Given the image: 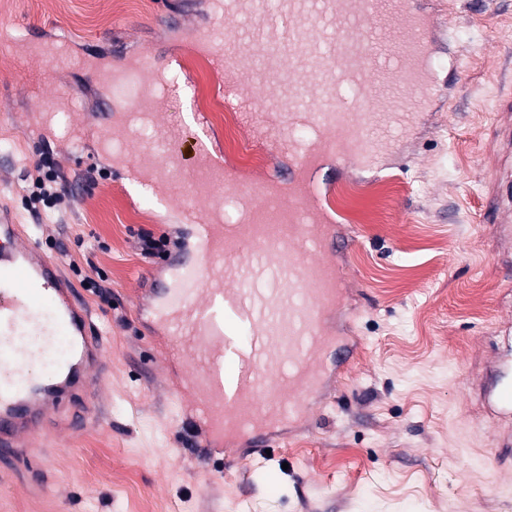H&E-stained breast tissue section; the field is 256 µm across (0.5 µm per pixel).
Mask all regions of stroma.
Here are the masks:
<instances>
[{"mask_svg": "<svg viewBox=\"0 0 512 512\" xmlns=\"http://www.w3.org/2000/svg\"><path fill=\"white\" fill-rule=\"evenodd\" d=\"M452 15L454 37L439 58H457L461 79L440 86L431 113L369 173L328 159L323 205L349 236L350 277L337 335L359 341L350 370L313 392L303 415L273 428L274 454L253 453L245 474L208 471L178 422L183 370L164 361L166 332L153 310L164 262L141 255L139 233L193 241L178 199L146 190L135 157L153 142L104 121L108 70L144 68L189 77L156 122L183 126L205 111L213 155L249 183L275 180L288 155L255 136L229 139L212 92L224 77L196 50L212 21L208 0H0V202L50 251L106 337L110 362L84 426L48 436L44 487L0 476V512H512V462L497 460L489 417L471 384L504 347L496 330L512 321L506 246L480 171L497 164L507 116L498 90L512 83V0H415ZM61 95L68 135H43L47 113L28 82ZM50 154L67 190L62 213L32 214L28 175ZM107 178L90 180L93 168ZM105 270L110 301L84 290Z\"/></svg>", "mask_w": 512, "mask_h": 512, "instance_id": "stroma-1", "label": "stroma"}]
</instances>
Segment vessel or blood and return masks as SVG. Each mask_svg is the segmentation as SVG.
Returning <instances> with one entry per match:
<instances>
[{
    "mask_svg": "<svg viewBox=\"0 0 512 512\" xmlns=\"http://www.w3.org/2000/svg\"><path fill=\"white\" fill-rule=\"evenodd\" d=\"M250 10L249 0H226L225 14L240 17V25L215 21L200 40L224 76L232 109L292 154L305 181L282 200L241 183L207 150L186 157L180 131L163 132L161 144L138 156L160 184L188 193L180 215L196 228L197 241L175 260L176 285L155 292L167 358L190 366L184 388L194 409L181 428L207 426L192 445L206 449L214 467L229 464L232 440L266 446L262 427L298 415L324 383L328 347L340 365L352 353L329 330L347 278L346 264L336 259L338 231L317 191L316 156L292 129L326 133L328 151L366 165L408 130L436 92L430 35L437 22L410 0H280L276 15L252 25L244 21ZM390 26L399 31L393 51L385 46ZM246 73L278 86L285 109L257 108L241 89ZM110 98L102 108L107 119L116 103L128 111L153 104L136 69L115 80ZM228 191L251 201L254 221L209 223ZM226 277L233 285L224 289L219 282ZM232 320L251 329L234 348ZM61 342L66 356L41 371ZM104 381L102 338L78 289L0 205V470L23 471L28 485L41 486L37 448L50 412L65 403L80 407ZM490 402L512 413V360L501 361Z\"/></svg>",
    "mask_w": 512,
    "mask_h": 512,
    "instance_id": "vessel-or-blood-1",
    "label": "vessel or blood"
}]
</instances>
